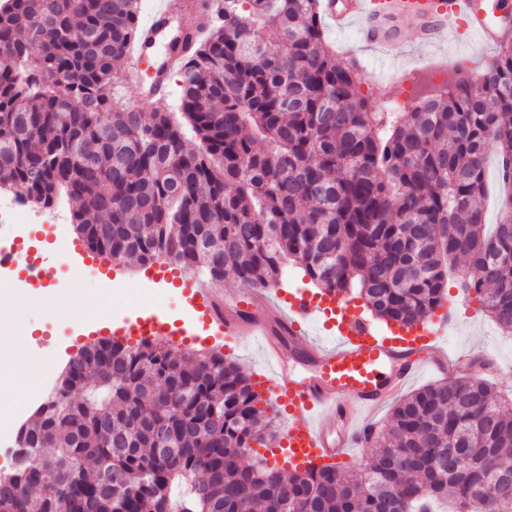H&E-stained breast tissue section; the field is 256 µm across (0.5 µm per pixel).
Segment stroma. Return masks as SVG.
<instances>
[{
  "label": "stroma",
  "instance_id": "35a3bbf8",
  "mask_svg": "<svg viewBox=\"0 0 512 512\" xmlns=\"http://www.w3.org/2000/svg\"><path fill=\"white\" fill-rule=\"evenodd\" d=\"M325 34L339 59L355 60L363 74L360 92L372 111L383 109L387 98H394L398 111L408 112L416 105L423 91L441 86V77L431 75L425 68L428 59L452 57L460 69L481 70L486 60L492 59L495 47L478 44L466 27H458L439 42L426 45L412 40L385 47L367 45L360 40L358 26L336 28L325 22ZM180 77L170 71L166 83L168 92L163 98L147 99L138 86L122 83L117 91L123 102L131 108L150 112H172L177 106ZM76 205L67 202L53 210L43 211V221L26 227L29 239L35 240L42 256L40 262L43 285L30 289L36 306L19 309L0 308V323L16 325L24 334L33 351L49 364L52 378H59L67 361L83 345L110 338L126 345H136L137 337L116 329V321L138 310L142 284L147 283L148 269L130 261L111 264L113 283L120 292L111 297L98 295L95 283L101 271L95 264H74L63 258L68 248L82 245L74 231L72 213ZM74 283V292L89 300L98 301L101 317L87 323L74 321L53 310L52 305L63 295V286ZM459 273L448 276L445 306L455 313L441 342L448 352L455 353L479 348L486 354L492 369L483 371L497 398L512 400V335L501 332L499 327L481 313L473 295L462 291ZM206 349L220 353L226 360L236 362L249 376L268 373L269 366L257 340L248 336H219L205 344Z\"/></svg>",
  "mask_w": 512,
  "mask_h": 512
}]
</instances>
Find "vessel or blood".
Segmentation results:
<instances>
[{"instance_id":"b4317fda","label":"vessel or blood","mask_w":512,"mask_h":512,"mask_svg":"<svg viewBox=\"0 0 512 512\" xmlns=\"http://www.w3.org/2000/svg\"><path fill=\"white\" fill-rule=\"evenodd\" d=\"M404 17L417 38L433 44L465 23L479 43L488 45L499 33L496 0H344L330 11L337 26L359 24L361 37L371 44L390 40L380 20L390 12ZM172 0H155L143 25L142 44L132 47L126 68L141 72L145 43L154 41L168 22ZM190 315L181 328H172L164 313L143 307L125 329L133 336H220L237 328L260 338L272 378L269 392L287 403L285 446L297 467L317 458H340L368 435L365 420L424 368L455 377L463 357H449L440 344L448 324L441 318L421 323L402 334H384L354 308L352 301L324 295L314 300L302 290L286 295L267 288L239 289L220 296L215 288L185 279ZM338 315L337 334L327 344L312 338L309 325L322 313ZM291 358H284L283 349Z\"/></svg>"}]
</instances>
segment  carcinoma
Segmentation results:
<instances>
[{"label": "carcinoma", "instance_id": "obj_1", "mask_svg": "<svg viewBox=\"0 0 512 512\" xmlns=\"http://www.w3.org/2000/svg\"><path fill=\"white\" fill-rule=\"evenodd\" d=\"M140 0H0V188L51 210L88 249L168 260L218 286L267 288L297 264L321 293L388 324L431 316L446 267L512 333V196L484 230V160L512 185V40L409 112H373L356 61L325 39L320 0H224L175 38L177 112L112 97L142 38ZM250 376L212 351L98 340L17 430L24 464L0 512H512V403L462 375L400 399L385 446L346 470L249 456L269 421ZM167 449L157 454L156 448ZM446 448H465L444 457Z\"/></svg>", "mask_w": 512, "mask_h": 512}]
</instances>
